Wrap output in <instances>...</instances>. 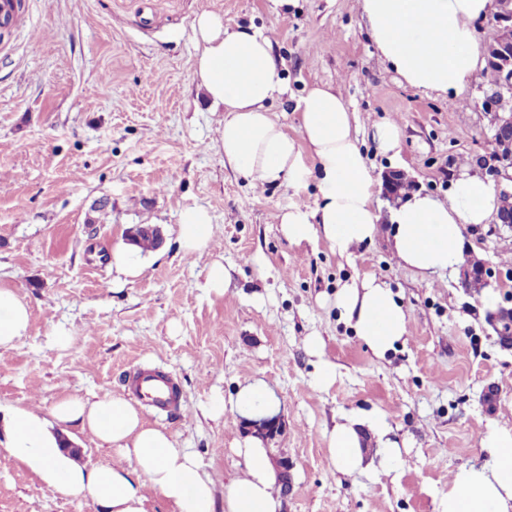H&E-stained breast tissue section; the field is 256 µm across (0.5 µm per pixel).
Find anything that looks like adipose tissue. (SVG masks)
Masks as SVG:
<instances>
[{
	"mask_svg": "<svg viewBox=\"0 0 512 512\" xmlns=\"http://www.w3.org/2000/svg\"><path fill=\"white\" fill-rule=\"evenodd\" d=\"M379 61L402 82L462 103L466 92L488 82L477 24L491 0H358ZM197 46L193 75L213 111L219 112L217 148L224 166L261 185L303 186L316 177L315 205L296 202L277 220L289 243L324 240L332 252L352 256L355 246L378 234L374 203L381 186L358 146L357 124L343 97L329 85L309 89L295 101L300 138L288 135L273 118L270 104L285 96L288 84L263 30L225 28L221 15L200 14L192 25ZM313 165H306V158ZM500 206L496 191L468 168H461L447 197L417 191L393 210L390 249L398 263L421 279L458 263L465 225L488 223ZM211 216L198 206L180 214L178 244L183 256L205 253ZM341 318L378 356L393 350L407 332L405 314L386 283L356 278L335 295ZM30 307L17 292L0 286V348L26 336ZM276 404L268 384L247 382L232 402L216 397L209 412L225 409L244 417ZM77 424L118 461L87 468L63 449L67 426ZM383 429L382 417L345 416L327 434L330 463L344 475L363 471L361 427ZM10 452L37 473L53 493L90 495L104 512H146L145 489H153L171 512H282L277 474L261 441H246L237 453L244 476L216 496L213 481L193 452L175 447L163 428L146 425L139 411L120 395L58 401L49 415L17 407L6 420ZM490 466L462 467L443 493L440 512H512V432L491 431L481 441Z\"/></svg>",
	"mask_w": 512,
	"mask_h": 512,
	"instance_id": "1",
	"label": "adipose tissue"
}]
</instances>
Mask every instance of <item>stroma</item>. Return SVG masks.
I'll return each mask as SVG.
<instances>
[{
	"label": "stroma",
	"instance_id": "stroma-1",
	"mask_svg": "<svg viewBox=\"0 0 512 512\" xmlns=\"http://www.w3.org/2000/svg\"><path fill=\"white\" fill-rule=\"evenodd\" d=\"M204 11L230 29L271 30L290 94L336 87L376 177L400 170L413 189L443 194L461 165L484 174L491 85L454 107L401 84L379 63L357 0L278 9L271 0H26L0 41V285L29 304L31 319L27 336L0 349V417L18 406L46 414L69 396H124L134 368L163 372L177 379L180 404L168 417L143 404L141 417L196 453L221 490L243 474L236 448L249 432L237 413L215 420L206 409L213 393L230 399L261 378L282 421L272 445L294 463L283 512H440L458 468L488 464L482 439L512 429V342L488 319L512 307V229L465 226V254L487 272L480 292L461 287L455 266L423 281L398 265L384 199L380 234L352 259L322 240L290 244L277 216L314 204L317 184L260 186L225 169L218 116L193 80L191 26ZM386 119L401 130L393 161L372 139ZM189 205L212 216L209 249L190 260L177 245ZM137 224L159 226L163 243L143 255L141 276L123 281L112 248ZM215 260L231 274L221 297L203 287ZM367 275L392 288L406 315L404 344L382 358L334 303L346 281ZM60 327L73 336L65 348L52 342ZM310 336L321 355L307 349ZM323 359L336 368L325 388ZM359 411L384 417L399 443L391 474L332 470L326 432ZM0 512L102 508L55 495L1 442Z\"/></svg>",
	"mask_w": 512,
	"mask_h": 512
}]
</instances>
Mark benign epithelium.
<instances>
[{
    "mask_svg": "<svg viewBox=\"0 0 512 512\" xmlns=\"http://www.w3.org/2000/svg\"><path fill=\"white\" fill-rule=\"evenodd\" d=\"M496 3L499 11L495 18L501 33L484 48L491 74L490 84L493 86L491 94L483 102L484 110L493 114L490 137L493 163L487 165L486 173L499 193L512 194V162L502 159L503 151L512 150V114L508 112V106L512 103V41L506 38V34L512 31V0H496ZM406 181V175L401 171L386 173L382 179L383 197L391 202L398 199L397 185ZM475 281L483 283L482 268L467 261L461 268V284ZM252 428L253 434L269 440L281 432L282 424L277 416L264 417L252 422ZM270 458L277 472L282 495L286 497L292 491L290 471L293 462L282 453H272Z\"/></svg>",
    "mask_w": 512,
    "mask_h": 512,
    "instance_id": "7a95c632",
    "label": "benign epithelium"
}]
</instances>
